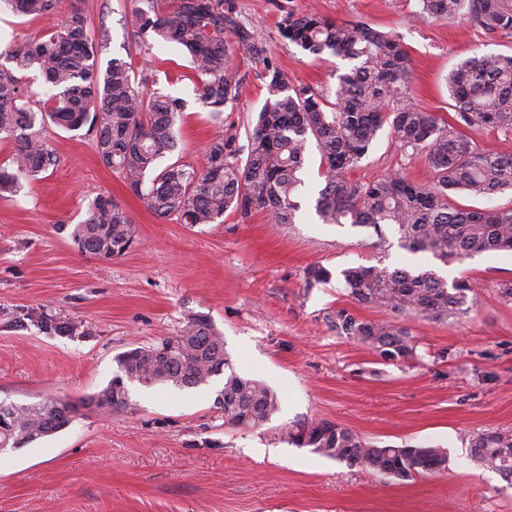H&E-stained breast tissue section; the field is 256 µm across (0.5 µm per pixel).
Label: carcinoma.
I'll return each mask as SVG.
<instances>
[{"label":"carcinoma","instance_id":"cac0c4a2","mask_svg":"<svg viewBox=\"0 0 512 512\" xmlns=\"http://www.w3.org/2000/svg\"><path fill=\"white\" fill-rule=\"evenodd\" d=\"M8 2L16 14L50 24L0 63V140L15 145L9 165L0 166V197L16 194L56 164L46 136L54 125L94 134L102 162L161 220L221 224L230 211L246 222L262 209L275 224H293L314 142L325 168L314 201L322 223L372 230V248L380 254L393 235L407 253L427 254L445 266L512 251V208L451 205L456 192L490 197L512 191V154L483 150L475 139L489 129L512 136V55L475 52L461 59L448 75L454 115L446 121L411 102L409 54L397 35L361 21L338 22L308 7L288 13L279 24L284 39L315 57L329 54L348 62L335 89H319L288 79L238 19L232 0H139L143 6L126 19L130 36L145 47L152 41L175 43L188 53L195 90L214 123L224 125V111L238 100L245 80L230 65L233 52L242 50L263 64L266 97L247 144L239 143L230 124L208 144L203 169L178 161L162 167L160 161L177 147L174 125L187 101L158 89L153 72H137L123 58L100 67L106 31L92 35L78 7L62 12L61 0ZM418 14L448 22L464 16L489 35L512 34V0H418ZM32 69L42 80L44 100H33L24 87L22 77ZM385 128L400 150L426 160L435 174L432 184L397 172L369 182L351 178ZM71 238L80 251L110 261L125 255L138 235L126 210L99 195ZM333 279L353 304L396 315L376 322L338 307L325 316L336 335L368 346L385 364L420 359L406 319L453 323L471 311L477 295L467 278L448 280L430 266L379 262L334 273L312 265L304 274L307 289ZM115 361V377L86 405L103 411L127 407L129 383L191 388L222 375L215 405L224 423L257 428L279 409L277 394L264 382L233 370L224 374L230 362L224 336L203 316L188 317L176 335L131 348ZM77 415L79 407L66 399L0 402V452L54 435ZM287 440L399 480L438 474L448 464L439 446H378L326 421L290 430ZM469 448L475 463L512 481L511 430H486L470 439Z\"/></svg>","mask_w":512,"mask_h":512}]
</instances>
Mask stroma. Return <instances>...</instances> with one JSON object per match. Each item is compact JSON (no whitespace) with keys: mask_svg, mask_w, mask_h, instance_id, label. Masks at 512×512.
<instances>
[{"mask_svg":"<svg viewBox=\"0 0 512 512\" xmlns=\"http://www.w3.org/2000/svg\"><path fill=\"white\" fill-rule=\"evenodd\" d=\"M91 31L107 30L101 61L150 62L160 88L184 98L176 150L167 162L203 168L219 134L194 91L190 58L177 46L138 47L124 28L134 0H74ZM271 59L290 80L331 88L344 60L302 52L279 35L289 12L316 8L400 36L410 56L414 101L443 118L452 67L472 52L511 54V36H490L467 20L416 17L417 0H233ZM247 80L224 120L246 131L263 104L262 65L237 53ZM57 163L14 196L0 197V401L54 395L79 402L107 386L115 358L174 334L203 315L224 336L230 366L267 383L280 409L263 426L225 424L214 399L222 377L177 389L129 386L128 408L81 410L63 431L0 454V512H512V484L477 466L472 436L512 430V303L496 284L512 279V252L450 267L478 285V302L453 324L407 321L422 363L383 365L364 346L336 335L329 310L347 305L338 283L306 290L304 271L374 263L368 230L324 224L313 204L322 186L310 150L295 223L264 212L250 222L228 213L220 224L157 219L106 167L85 131L52 129ZM399 171L429 183L421 156L407 157L380 133L353 176L369 181ZM114 198L139 241L102 261L70 233L97 195ZM70 322L74 331H56ZM328 421L381 445H438L440 474L407 481L285 441L289 428Z\"/></svg>","mask_w":512,"mask_h":512,"instance_id":"1","label":"stroma"}]
</instances>
